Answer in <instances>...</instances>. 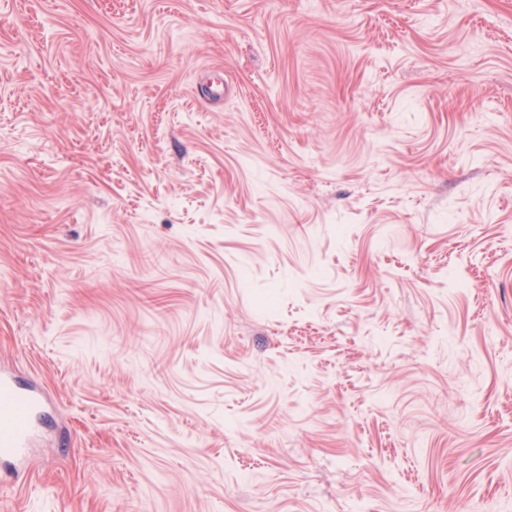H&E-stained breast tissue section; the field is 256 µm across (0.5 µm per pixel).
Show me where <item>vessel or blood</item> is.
<instances>
[{
	"label": "vessel or blood",
	"instance_id": "1",
	"mask_svg": "<svg viewBox=\"0 0 512 512\" xmlns=\"http://www.w3.org/2000/svg\"><path fill=\"white\" fill-rule=\"evenodd\" d=\"M45 402L15 375L0 371V455L23 457Z\"/></svg>",
	"mask_w": 512,
	"mask_h": 512
}]
</instances>
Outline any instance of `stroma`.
Listing matches in <instances>:
<instances>
[{
    "instance_id": "1",
    "label": "stroma",
    "mask_w": 512,
    "mask_h": 512,
    "mask_svg": "<svg viewBox=\"0 0 512 512\" xmlns=\"http://www.w3.org/2000/svg\"><path fill=\"white\" fill-rule=\"evenodd\" d=\"M0 369V512H512V0H0ZM0 455L23 458L34 424L42 415L46 398L9 372L0 371Z\"/></svg>"
}]
</instances>
